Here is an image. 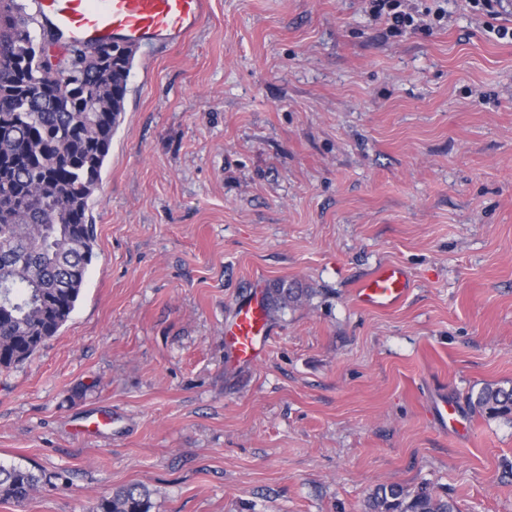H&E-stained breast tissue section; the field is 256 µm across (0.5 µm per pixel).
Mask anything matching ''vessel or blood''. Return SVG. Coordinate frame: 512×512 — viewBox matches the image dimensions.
I'll return each mask as SVG.
<instances>
[{
  "instance_id": "1",
  "label": "vessel or blood",
  "mask_w": 512,
  "mask_h": 512,
  "mask_svg": "<svg viewBox=\"0 0 512 512\" xmlns=\"http://www.w3.org/2000/svg\"><path fill=\"white\" fill-rule=\"evenodd\" d=\"M208 0H35L40 24L57 35L58 48L74 44L118 42L152 48L184 43L204 21ZM410 291V279L396 263H383L360 279L354 298L376 311L399 307ZM264 296L255 293L241 303L224 327L229 349L244 361L259 360L267 346Z\"/></svg>"
}]
</instances>
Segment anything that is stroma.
I'll return each mask as SVG.
<instances>
[{
    "instance_id": "obj_1",
    "label": "stroma",
    "mask_w": 512,
    "mask_h": 512,
    "mask_svg": "<svg viewBox=\"0 0 512 512\" xmlns=\"http://www.w3.org/2000/svg\"><path fill=\"white\" fill-rule=\"evenodd\" d=\"M179 47L136 48L68 322L0 372V465L42 472L0 512H364L425 486L512 512V24L468 0L401 35L365 0H209ZM405 302L354 301L375 266ZM304 288L266 352L224 324L256 288ZM466 430L444 429L436 401ZM410 291V279L396 263H382L370 274L360 279L354 290V298L360 306L376 311H389L399 307ZM470 404L480 414L489 417L512 415V388L486 384L470 397ZM95 512H149L148 492L137 484L122 488L110 498L101 499Z\"/></svg>"
}]
</instances>
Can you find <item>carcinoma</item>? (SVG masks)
Segmentation results:
<instances>
[{"instance_id": "carcinoma-1", "label": "carcinoma", "mask_w": 512, "mask_h": 512, "mask_svg": "<svg viewBox=\"0 0 512 512\" xmlns=\"http://www.w3.org/2000/svg\"><path fill=\"white\" fill-rule=\"evenodd\" d=\"M51 34L28 0H0V371L30 360L75 309L95 256L93 196L119 126L134 60L128 44L70 47L52 59ZM275 288L266 315L299 301ZM489 417L512 415V388L487 384L470 399ZM41 475L0 466V497L27 500ZM94 512H149L137 484ZM369 512H459L428 487L372 494Z\"/></svg>"}]
</instances>
